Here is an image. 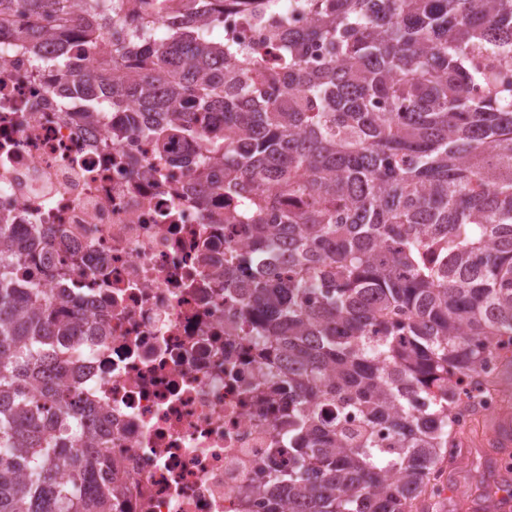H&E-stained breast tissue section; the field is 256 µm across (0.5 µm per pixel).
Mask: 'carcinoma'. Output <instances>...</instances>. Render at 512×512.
Listing matches in <instances>:
<instances>
[{"instance_id": "carcinoma-1", "label": "carcinoma", "mask_w": 512, "mask_h": 512, "mask_svg": "<svg viewBox=\"0 0 512 512\" xmlns=\"http://www.w3.org/2000/svg\"><path fill=\"white\" fill-rule=\"evenodd\" d=\"M82 0H0L65 24ZM89 0L82 34L112 20V58L79 71L35 56L90 118L119 107L129 128L166 143L197 134L200 168L224 166V223L251 249L224 262L244 317L284 362L288 469L272 461L269 512H433L444 463L471 410L494 403L512 346V0H296L315 15L272 27L267 69L199 32L159 34L140 0ZM320 44L325 57L308 58ZM143 65L107 75L126 46ZM281 269L264 266L271 256ZM26 246L0 223V512H112L103 440L64 455L55 417L76 401L45 377L75 322L42 289L13 288Z\"/></svg>"}]
</instances>
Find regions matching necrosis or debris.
I'll return each instance as SVG.
<instances>
[{
  "mask_svg": "<svg viewBox=\"0 0 512 512\" xmlns=\"http://www.w3.org/2000/svg\"><path fill=\"white\" fill-rule=\"evenodd\" d=\"M253 10L227 0L224 36L266 68L276 49ZM38 23L19 12L0 25V219L32 246L14 286L82 314L48 365L65 369L107 442L120 487L112 512H264L243 487L284 448L288 397H270L277 367L224 281L225 254L247 239L224 221L212 187L223 174L198 178L196 137L162 158L125 112L91 122L81 102L60 104L34 56L81 64L112 36L92 49L63 30L38 46L16 39Z\"/></svg>",
  "mask_w": 512,
  "mask_h": 512,
  "instance_id": "obj_1",
  "label": "necrosis or debris"
}]
</instances>
